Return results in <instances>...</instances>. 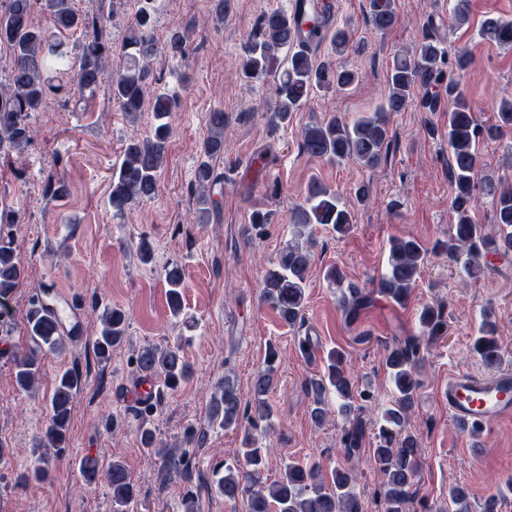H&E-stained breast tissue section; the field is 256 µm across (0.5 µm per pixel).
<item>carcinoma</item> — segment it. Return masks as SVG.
Listing matches in <instances>:
<instances>
[{"label": "carcinoma", "mask_w": 512, "mask_h": 512, "mask_svg": "<svg viewBox=\"0 0 512 512\" xmlns=\"http://www.w3.org/2000/svg\"><path fill=\"white\" fill-rule=\"evenodd\" d=\"M49 26L42 28L33 21V0H5L0 8V48L11 55V67L5 83L0 84V154L21 153L29 146L32 130L31 114L38 111L46 98L58 94L62 86L54 84L51 72L69 68L67 52L57 35L79 31L81 53L77 85L83 93H94L101 85L108 86L113 101L128 117L134 119L142 112L148 90L152 85L150 62L158 51L154 36L153 10L140 8L120 44L122 65L109 66L114 44L110 18L102 13L91 16L79 13L74 0H44ZM331 6L325 12L312 11L292 18L288 11L274 9L261 15L256 32L244 47L240 58L243 77L259 80L277 77L275 102L268 110V122L284 126L293 112L307 101L311 92L343 91L359 80L353 66H338L330 57H313L312 46L320 44L327 31ZM370 23L386 33L399 22L392 0H370ZM484 33L502 45L512 47V22L488 20ZM351 30L342 25L332 30L330 44L335 55L348 52ZM191 32L184 28L168 32L164 41L166 55L182 60L188 53ZM288 51L287 63L280 62L278 52ZM445 52L432 39L419 43L415 49L394 57L389 67L388 93L373 112L351 120L335 115L307 125L301 135L300 150L310 157L342 163L353 161L365 169H377L388 146L389 116L404 111L412 101L415 87L432 85L440 73L439 63ZM448 152L449 177L453 197L451 209L454 224L442 253L448 262L459 265L473 280L494 269L493 261L512 256V184H503L492 176H478L480 158L477 143L480 138H494L502 130L512 128V99L500 101L494 122L479 120L465 96L454 82L448 83ZM179 106L177 94L164 87L155 89L152 97L154 128L151 135L127 143L119 167L112 171L109 204L114 214L155 196L158 174L166 162L170 119ZM225 113H207V136L201 146V160L195 173L196 186L210 188L219 180L209 159L224 151ZM44 196L60 198L67 194L66 183L47 175L43 181ZM484 196L495 204V225L491 232L485 225L474 222L471 212ZM20 223V214L0 209V309L3 310L27 276V267L16 254L10 230ZM290 223L297 228L294 239L282 249L277 264L268 269L263 279L261 299L270 304L281 321L294 326L304 319L305 288L312 262L310 245L304 241V230L314 224L332 226L337 233L348 232L354 224L353 212L346 208L336 190L313 180L307 186L304 202L290 214ZM426 259V251L413 238L391 240L386 273L377 284L378 292L398 303L407 300ZM167 303L172 316L182 313L184 268L171 263L164 268ZM326 279L339 290L337 297L342 312L354 319L372 299L357 284L345 282L341 270L331 267ZM418 321L421 337L395 339L385 348L384 361L393 386L394 396L384 409L378 427V444L372 449L374 464L383 476L384 512H407L409 490L420 464L417 434L410 428L409 417L415 407L420 386L423 342L441 336L446 331L443 308L439 304L422 306ZM101 328L95 341L97 357L108 361L114 347L120 345L126 333V318L122 309L110 307L100 316ZM28 336L36 348L14 357L13 378L24 391L33 388L39 372V352L60 351L64 337L56 323L31 302L26 311ZM480 336L472 350L481 361L494 366L500 363L501 353L496 342L497 317L494 311H483ZM277 350L269 346L265 366L255 376L251 390V407L260 420L270 417L268 396L276 375ZM141 377H160L168 389L177 388L191 376V366L178 346L160 347L148 344L135 359ZM80 382L79 369L73 367L56 379L50 400L48 425L39 436L38 447H64L73 409L74 397ZM305 388L311 397V419L321 424L326 419L328 394L341 399L340 410L349 417L343 428L340 443L347 455L360 447L365 437V422L359 408L353 405L357 396L370 394L355 389L347 357L343 350L327 352L323 373L306 379ZM241 401L234 380L224 376L216 386L209 409L211 424L241 433L240 453L245 464H224V476L218 489L229 500L244 492L250 493L251 512H363L355 492L357 474L352 468L338 467L325 480L319 466L288 464L280 477L267 484L260 481L264 465V450L258 447L253 427L242 426ZM164 474L179 476L186 468L184 454L172 450L163 453ZM110 490L113 512H129L135 495L134 485L125 466L112 462ZM453 512H473L470 494L463 485L448 492Z\"/></svg>", "instance_id": "cac0c4a2"}]
</instances>
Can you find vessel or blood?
Here are the masks:
<instances>
[{"label": "vessel or blood", "mask_w": 512, "mask_h": 512, "mask_svg": "<svg viewBox=\"0 0 512 512\" xmlns=\"http://www.w3.org/2000/svg\"><path fill=\"white\" fill-rule=\"evenodd\" d=\"M37 299L53 316L61 332L75 334L79 315L73 300L55 290H43ZM449 415L458 423L487 427L512 419V369L505 368L486 377L463 373L448 380L445 392Z\"/></svg>", "instance_id": "obj_1"}]
</instances>
